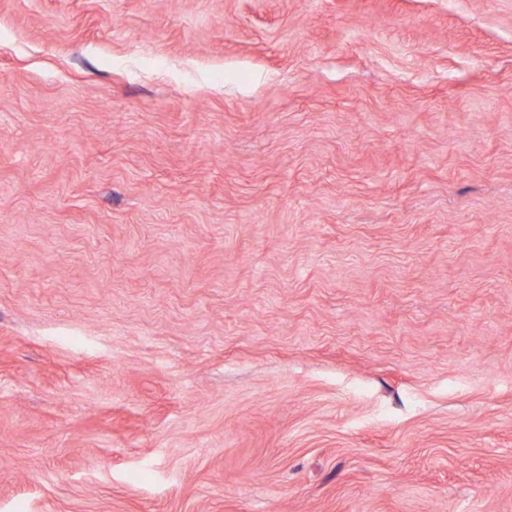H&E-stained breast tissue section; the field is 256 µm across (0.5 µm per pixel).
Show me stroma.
<instances>
[{
	"label": "stroma",
	"instance_id": "1",
	"mask_svg": "<svg viewBox=\"0 0 512 512\" xmlns=\"http://www.w3.org/2000/svg\"><path fill=\"white\" fill-rule=\"evenodd\" d=\"M0 512H512V0H0Z\"/></svg>",
	"mask_w": 512,
	"mask_h": 512
}]
</instances>
